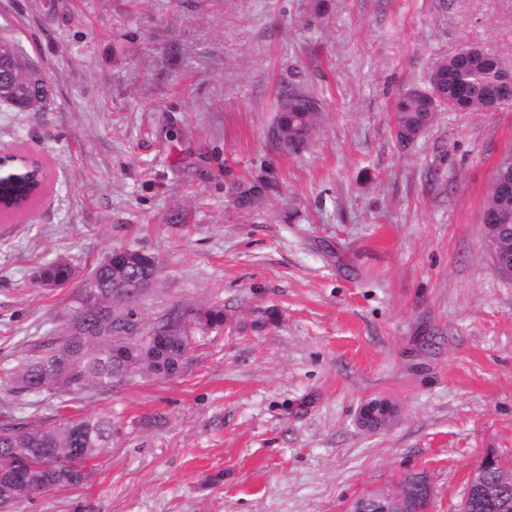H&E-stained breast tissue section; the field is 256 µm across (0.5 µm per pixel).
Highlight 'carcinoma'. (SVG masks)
<instances>
[{"label":"carcinoma","mask_w":512,"mask_h":512,"mask_svg":"<svg viewBox=\"0 0 512 512\" xmlns=\"http://www.w3.org/2000/svg\"><path fill=\"white\" fill-rule=\"evenodd\" d=\"M459 68L465 82L490 87L493 73L489 66L477 70L463 57L437 59L432 70ZM300 101L313 94L299 85L285 83L277 99V119L271 127V142L282 148L289 140L299 138L302 148L311 140L319 113L309 112L300 103L284 108L283 96ZM432 80L426 85L403 90L394 103L396 138L405 146L411 139L402 131L413 126L433 123L438 112L448 109L460 112H487L489 107L481 92L461 101L450 93L433 98ZM43 288H61L76 280L91 282L98 293V311L86 316L80 310V295L72 299L74 313L61 329L32 348L19 368L4 373L15 393L40 394L49 392L60 397L55 420L12 422V417L0 422V512L16 508L35 494L76 487L93 469L96 459L108 448L118 427L112 414L102 411L84 416L73 404L71 396L82 393H104L117 383L127 382L142 374L158 380H174L186 374L195 362L197 331L220 327L224 311L218 307L196 308L177 306L156 323L141 327L130 336L126 325L135 320L129 308L133 299L147 288L140 280L128 278L130 292L112 289V269H93L81 277L67 260L56 259L44 264L35 275ZM489 480L506 487L504 507L497 512H512V470L491 468ZM419 476L405 478L399 492L403 494L407 512H416L415 490Z\"/></svg>","instance_id":"obj_1"}]
</instances>
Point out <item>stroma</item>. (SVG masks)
Wrapping results in <instances>:
<instances>
[{
    "label": "stroma",
    "mask_w": 512,
    "mask_h": 512,
    "mask_svg": "<svg viewBox=\"0 0 512 512\" xmlns=\"http://www.w3.org/2000/svg\"><path fill=\"white\" fill-rule=\"evenodd\" d=\"M0 0V36L46 75L44 111L0 105V148L42 159L0 223V372L72 313L39 287L59 257H155L141 325L221 306L183 377L82 397L122 432L86 481L19 512H343L425 474L458 512L473 469L512 461V276L480 218L512 105L439 112L395 137L400 90L466 44L512 63V0ZM320 101L307 148L268 137L282 83ZM263 185L261 196L239 193ZM384 399L395 417L358 423ZM54 396L0 385V414ZM46 180L44 184H42V186L35 190V193H26L25 195L20 197H17L15 194H6L4 196H1L0 188V219L2 215L15 219L23 215H26L33 201L39 195L42 188L44 187Z\"/></svg>",
    "instance_id": "35a3bbf8"
}]
</instances>
